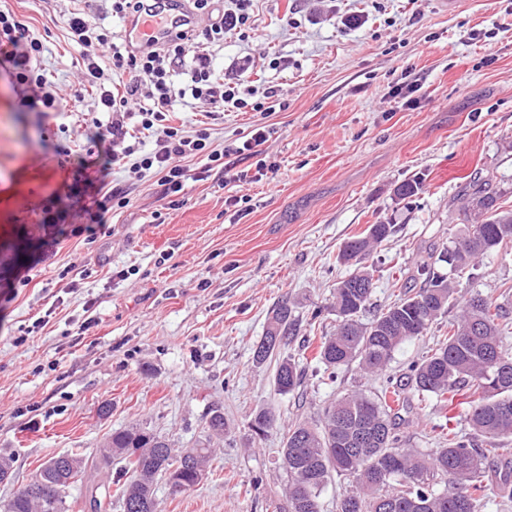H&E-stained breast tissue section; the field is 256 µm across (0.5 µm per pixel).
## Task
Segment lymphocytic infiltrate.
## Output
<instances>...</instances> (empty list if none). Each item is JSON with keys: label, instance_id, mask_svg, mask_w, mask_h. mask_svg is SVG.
I'll list each match as a JSON object with an SVG mask.
<instances>
[{"label": "lymphocytic infiltrate", "instance_id": "f902f5d3", "mask_svg": "<svg viewBox=\"0 0 512 512\" xmlns=\"http://www.w3.org/2000/svg\"><path fill=\"white\" fill-rule=\"evenodd\" d=\"M252 0H193L198 15L208 17L203 28L179 34L173 43L145 50L111 46V35L95 15L71 13L68 27L73 40L84 49L82 80L62 97L50 89L37 61L43 44L30 33L28 24L12 9L0 7V77L19 88L20 104L27 112H66L79 105L86 87L98 92V107L106 112L103 120H94V151L72 157L80 177L66 196L73 199L88 223H108L112 212L127 207L130 200L123 188L112 185L109 174L114 166L129 165L131 173L143 177L157 175L161 197L168 208L182 206L181 195L188 181L197 175L188 166L191 158H206L205 172H217L225 181H238L244 174L237 163L257 154L258 146L272 136L273 127L257 124L243 140L212 148L210 134L201 129L187 136L167 122L179 100L205 101L212 111L241 109L247 102L234 87L225 85L211 66L210 47L223 44L227 32L254 27ZM111 48L112 65L103 69L98 52ZM187 67L188 79L176 84L175 65ZM138 120L142 129H158L154 147L139 152L127 140L128 120Z\"/></svg>", "mask_w": 512, "mask_h": 512}]
</instances>
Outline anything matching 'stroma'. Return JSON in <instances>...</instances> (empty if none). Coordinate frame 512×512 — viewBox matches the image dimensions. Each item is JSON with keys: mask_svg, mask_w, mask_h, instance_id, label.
I'll list each match as a JSON object with an SVG mask.
<instances>
[{"mask_svg": "<svg viewBox=\"0 0 512 512\" xmlns=\"http://www.w3.org/2000/svg\"><path fill=\"white\" fill-rule=\"evenodd\" d=\"M43 44L41 66L58 93L79 77L81 48L66 25L84 0H7ZM256 27L212 47L211 65L240 90L271 89L270 117L249 108L208 113L179 106L173 125L208 129L214 147L270 120L276 132L247 176L189 183L185 203L164 209L156 177L136 181L114 168L130 203L95 237L43 221V205L75 179L72 164L41 156L40 136L73 154L91 149L97 95L58 116L18 109L0 79V280L28 276L0 302V456L13 473L0 503L32 483L54 456L80 453L89 468L67 491L69 512H84L99 478L94 465L112 431L138 423L175 449L196 447L211 411L228 429L207 473L175 493L158 483L161 512H289L281 463L289 422L321 417L352 388L375 394L378 380L357 366L321 380L313 337L332 332L336 257L372 224L396 232L365 260L375 269L372 310L395 300L418 258L446 247L463 225L456 198L476 178L492 180L512 209V0H253ZM357 26L343 24L346 15ZM419 79L415 106L389 95L404 74ZM275 168L255 177L257 161ZM419 194L397 196L406 180ZM55 239L44 249L47 239ZM88 262L89 277L65 276ZM458 300L483 297L512 314V251L484 256L461 278ZM300 325L286 354L309 359L303 387L280 394L275 366L253 351L278 302ZM469 395L444 408L414 407L402 427L408 447L427 453L445 429H462ZM111 412L100 416L102 404ZM277 417L264 439L248 422Z\"/></svg>", "mask_w": 512, "mask_h": 512, "instance_id": "stroma-1", "label": "stroma"}]
</instances>
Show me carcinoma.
Listing matches in <instances>:
<instances>
[{
    "instance_id": "carcinoma-1",
    "label": "carcinoma",
    "mask_w": 512,
    "mask_h": 512,
    "mask_svg": "<svg viewBox=\"0 0 512 512\" xmlns=\"http://www.w3.org/2000/svg\"><path fill=\"white\" fill-rule=\"evenodd\" d=\"M470 189L461 211L466 218L476 215L480 221L464 225L454 237L463 249L446 247L437 259L417 262L412 277L420 286L405 292L368 323L361 321V315L372 295L373 271L363 261L391 237L394 225L372 224L366 235L345 243L338 261L353 271L336 282L331 304L336 330L319 337L322 379L336 381L337 370L353 363L365 374L382 373L404 342L426 334L455 305L456 275L474 269L480 256L512 247V211L502 209L498 191L490 181L480 179L472 181ZM439 262L448 264L449 271L441 272ZM509 334V313L480 295L472 296L448 323V332L435 348L408 372L386 377L378 394L369 397L350 390L325 408L321 423L289 424L282 460L290 476L287 493L292 512H320V494L335 472L353 478L337 512H479L488 489L481 480L484 453L474 447L472 436L491 443L512 438V355L502 349V338ZM295 336L297 319L285 301L273 309L253 361L266 363ZM305 371L306 363L292 356L279 359L278 391L298 390ZM409 389L421 402L433 397L444 405L458 392H469L472 400L466 422L472 435L450 430L432 454L405 447L399 421L401 412L410 408ZM275 422L273 414L261 411L250 420L249 428L261 430L263 438ZM226 427L224 414L212 412L206 443L191 449L199 468H204L211 453V438L224 437ZM103 457L107 466L119 464L127 474L119 487L122 500L136 502L142 505L139 512H148L146 501L156 498L157 482L168 479L180 455L158 435L130 424L112 432ZM58 470L59 457L54 456L25 492L0 505V512H67L66 492L51 488L45 480ZM440 477L446 478L442 490L437 488ZM100 488L110 492V481L104 477L91 489L85 502L89 512H102Z\"/></svg>"
}]
</instances>
